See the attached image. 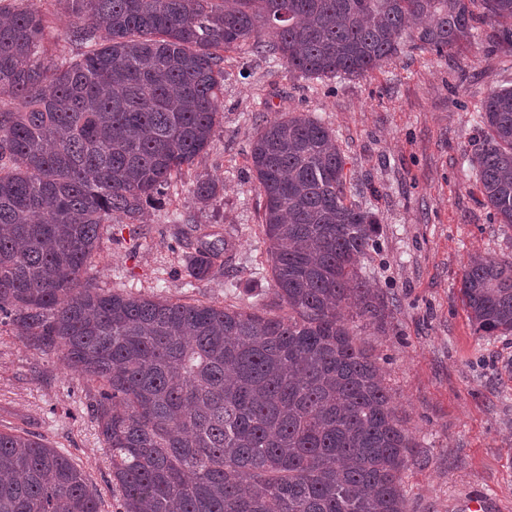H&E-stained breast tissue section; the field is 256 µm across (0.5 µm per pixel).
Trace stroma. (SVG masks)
Instances as JSON below:
<instances>
[{
    "label": "stroma",
    "instance_id": "stroma-1",
    "mask_svg": "<svg viewBox=\"0 0 512 512\" xmlns=\"http://www.w3.org/2000/svg\"><path fill=\"white\" fill-rule=\"evenodd\" d=\"M48 15L50 55L74 57L71 19L56 0H24ZM481 19L475 38L448 55L405 50L365 76L289 77L281 61L242 49L224 55V98L213 142L185 173L177 199L146 208L141 223L105 225L96 287L248 312L287 315L275 303L261 233L262 199L249 151L257 123L308 112L336 133L348 193L380 218V251L364 262L368 287L394 302L386 330L355 320L381 368L396 413L417 445L402 473L408 512H512V335L481 336L460 300L471 254L512 257V227L491 223L464 156L488 94L512 86V50ZM218 182L195 203L197 176ZM226 238L224 267L188 280L201 242ZM95 384L0 325V431L30 435L66 454L117 512L112 461L90 405Z\"/></svg>",
    "mask_w": 512,
    "mask_h": 512
}]
</instances>
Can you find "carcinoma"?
<instances>
[{
	"label": "carcinoma",
	"mask_w": 512,
	"mask_h": 512,
	"mask_svg": "<svg viewBox=\"0 0 512 512\" xmlns=\"http://www.w3.org/2000/svg\"><path fill=\"white\" fill-rule=\"evenodd\" d=\"M482 2L512 49V0H63L81 58L45 60L51 21L0 0V321L99 384L118 512H407L415 444L347 307L383 329L389 298L360 263L376 213L348 198L334 131L308 112L258 126L250 164L286 316L105 293L82 281L101 230L162 203L209 146L224 52L273 55L292 77H361L406 44L442 55ZM467 161L512 227V87L485 101ZM219 195L208 178L194 198ZM201 244L188 276L225 264ZM460 295L481 336L512 334V257H470ZM66 456L0 432V512H102Z\"/></svg>",
	"instance_id": "cac0c4a2"
}]
</instances>
